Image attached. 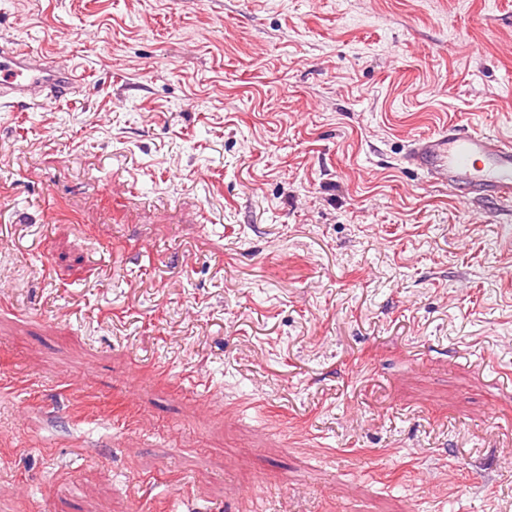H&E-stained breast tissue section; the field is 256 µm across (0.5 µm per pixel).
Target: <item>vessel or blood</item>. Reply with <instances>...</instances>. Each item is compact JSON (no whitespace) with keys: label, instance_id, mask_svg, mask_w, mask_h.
<instances>
[{"label":"vessel or blood","instance_id":"b4317fda","mask_svg":"<svg viewBox=\"0 0 512 512\" xmlns=\"http://www.w3.org/2000/svg\"><path fill=\"white\" fill-rule=\"evenodd\" d=\"M74 69L20 46L0 41V102L35 106L77 93ZM405 162L429 183L442 185L462 200L512 203V139L474 127L449 125L410 142Z\"/></svg>","mask_w":512,"mask_h":512}]
</instances>
